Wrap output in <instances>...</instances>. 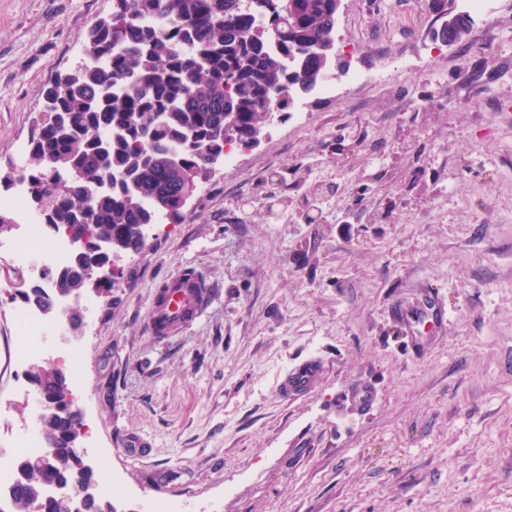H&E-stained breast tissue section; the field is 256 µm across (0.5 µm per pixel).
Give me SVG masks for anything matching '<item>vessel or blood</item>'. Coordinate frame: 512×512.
<instances>
[{"mask_svg":"<svg viewBox=\"0 0 512 512\" xmlns=\"http://www.w3.org/2000/svg\"><path fill=\"white\" fill-rule=\"evenodd\" d=\"M203 308L193 281L184 274L167 279L153 298L148 330L152 335L163 336L192 322ZM390 314L402 336L405 348L416 351L422 346L425 332L445 329L448 321V305L432 290L421 291L415 304H392ZM322 371V364L308 358L296 364L280 382L284 396L292 397L309 390Z\"/></svg>","mask_w":512,"mask_h":512,"instance_id":"obj_1","label":"vessel or blood"}]
</instances>
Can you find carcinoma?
I'll use <instances>...</instances> for the list:
<instances>
[{
    "label": "carcinoma",
    "mask_w": 512,
    "mask_h": 512,
    "mask_svg": "<svg viewBox=\"0 0 512 512\" xmlns=\"http://www.w3.org/2000/svg\"><path fill=\"white\" fill-rule=\"evenodd\" d=\"M113 0L112 14L87 32V53L105 66L79 65L47 89L46 111L32 127L30 167L0 181L27 184L46 223L87 230L127 253L145 246L157 212L184 216L179 198L207 177L208 156L233 140L253 145L270 120L265 106L288 108L292 82L320 81L335 47L336 0ZM55 177H50L49 168ZM103 190L87 197L94 185ZM107 253L84 256L50 276L53 288L20 295L47 315L60 300L81 296ZM42 397L61 395L65 378L39 365L27 372ZM83 427L76 410L48 415L46 456L19 459L21 475L0 512H57L47 485L89 489L93 474L72 443ZM83 512H115L109 499L82 500Z\"/></svg>",
    "instance_id": "carcinoma-1"
}]
</instances>
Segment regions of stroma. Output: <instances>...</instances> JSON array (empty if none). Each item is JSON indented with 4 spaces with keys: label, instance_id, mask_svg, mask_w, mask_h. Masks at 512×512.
I'll return each instance as SVG.
<instances>
[{
    "label": "stroma",
    "instance_id": "1",
    "mask_svg": "<svg viewBox=\"0 0 512 512\" xmlns=\"http://www.w3.org/2000/svg\"><path fill=\"white\" fill-rule=\"evenodd\" d=\"M111 12L0 0V175ZM430 20L429 0H342L335 48L372 82L337 77L274 122L124 256L107 297L85 294L66 372L116 512H512V0L452 47ZM186 268L206 310L150 335L154 293ZM423 288L448 331L414 355L388 310ZM14 308L0 302V438L28 413ZM313 356L321 377L284 398ZM358 382L376 392L364 411ZM322 371L316 358H308L296 364L280 382V391L286 397L297 396L309 390Z\"/></svg>",
    "mask_w": 512,
    "mask_h": 512
}]
</instances>
